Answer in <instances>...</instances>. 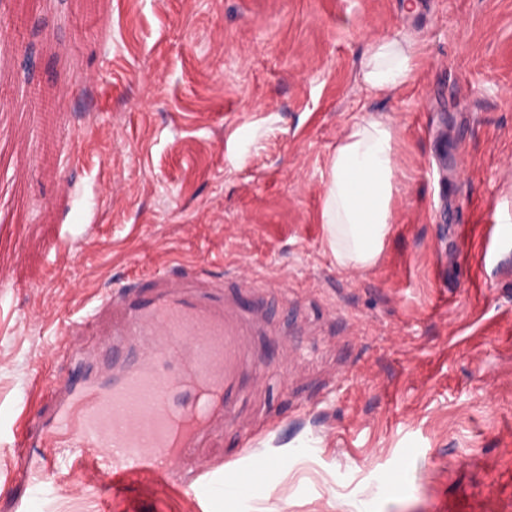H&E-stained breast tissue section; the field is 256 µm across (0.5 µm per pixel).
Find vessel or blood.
I'll return each mask as SVG.
<instances>
[{
    "label": "vessel or blood",
    "instance_id": "vessel-or-blood-1",
    "mask_svg": "<svg viewBox=\"0 0 512 512\" xmlns=\"http://www.w3.org/2000/svg\"><path fill=\"white\" fill-rule=\"evenodd\" d=\"M112 319V340L101 359L111 375L88 383H59L62 399L41 438L37 469L56 482L63 466L81 463L108 475V491H119L133 474L181 492L218 493L224 465L191 454L220 425L237 424L242 397L263 368L252 338L255 310L223 280L200 266L176 275L155 274L115 286L85 315L70 320L62 356L85 364V340Z\"/></svg>",
    "mask_w": 512,
    "mask_h": 512
}]
</instances>
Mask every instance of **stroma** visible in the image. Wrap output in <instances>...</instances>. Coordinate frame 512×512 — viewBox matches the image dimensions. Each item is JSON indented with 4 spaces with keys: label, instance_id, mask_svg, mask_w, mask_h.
<instances>
[{
    "label": "stroma",
    "instance_id": "1",
    "mask_svg": "<svg viewBox=\"0 0 512 512\" xmlns=\"http://www.w3.org/2000/svg\"><path fill=\"white\" fill-rule=\"evenodd\" d=\"M50 14L41 83L68 80L56 165L0 124V512H512V0H18ZM416 41L400 91L361 54ZM389 119L399 191L377 264L340 267L324 175L350 127ZM202 261L260 297L272 379L241 404L272 431L217 428L200 456L259 488L242 506L133 476L103 496L15 481L17 426L52 420L67 318L136 275Z\"/></svg>",
    "mask_w": 512,
    "mask_h": 512
}]
</instances>
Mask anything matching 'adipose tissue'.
<instances>
[{
	"label": "adipose tissue",
	"instance_id": "ef3b65f1",
	"mask_svg": "<svg viewBox=\"0 0 512 512\" xmlns=\"http://www.w3.org/2000/svg\"><path fill=\"white\" fill-rule=\"evenodd\" d=\"M417 66L412 40L385 37L363 52L361 78L368 89L390 94L411 81ZM397 170L396 134L388 120L350 127L329 164L321 208L325 242L338 265L376 264L394 221Z\"/></svg>",
	"mask_w": 512,
	"mask_h": 512
}]
</instances>
